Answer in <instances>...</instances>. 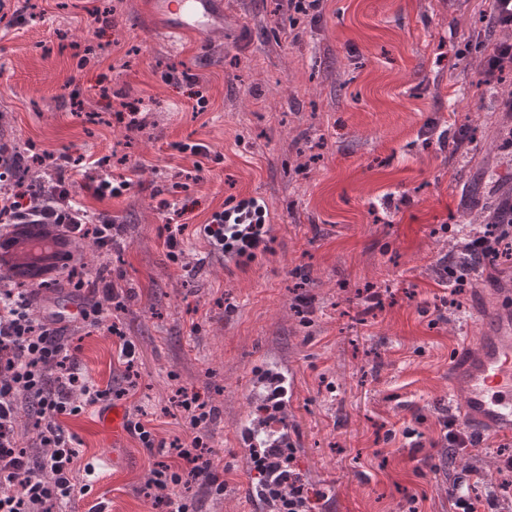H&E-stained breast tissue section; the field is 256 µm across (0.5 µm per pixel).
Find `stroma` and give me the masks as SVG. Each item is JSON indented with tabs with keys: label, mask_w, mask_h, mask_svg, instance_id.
Returning <instances> with one entry per match:
<instances>
[{
	"label": "stroma",
	"mask_w": 512,
	"mask_h": 512,
	"mask_svg": "<svg viewBox=\"0 0 512 512\" xmlns=\"http://www.w3.org/2000/svg\"><path fill=\"white\" fill-rule=\"evenodd\" d=\"M39 2L41 21L0 23L6 134L111 157L132 179L107 204L119 247L84 253L88 270L107 263L120 276L125 308L99 329L69 327V344L109 386L124 373L107 330L118 325L138 355L120 405L165 442L147 449L130 433L116 449L97 409L65 419L81 464L119 460L66 512H159L143 488L186 435L181 388L218 410L211 446L224 491L199 481L172 497L188 495L194 512H250L241 487L254 475L237 432L258 416L250 374L265 360L296 378L287 424L328 512H448V484L466 471L440 446L449 365L483 305L512 289L503 257L471 273L462 309L441 304L455 287L446 242L467 222L468 187L493 196L477 159L504 115L461 53L490 0H322L306 13L287 0H222L209 31L185 36L164 33L148 0ZM95 5L111 8V24L95 21ZM115 97L138 104L143 128L112 123ZM193 171L198 180H185ZM251 198L270 213L268 251L211 255L201 224ZM168 223L186 227L189 271L167 257ZM367 286L385 291L370 315ZM409 427L424 434L416 454Z\"/></svg>",
	"instance_id": "1"
}]
</instances>
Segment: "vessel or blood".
<instances>
[{"instance_id": "b4317fda", "label": "vessel or blood", "mask_w": 512, "mask_h": 512, "mask_svg": "<svg viewBox=\"0 0 512 512\" xmlns=\"http://www.w3.org/2000/svg\"><path fill=\"white\" fill-rule=\"evenodd\" d=\"M213 0H151L156 13L170 17L171 33L200 34L212 26ZM475 347L451 366L449 390L460 393L457 412L479 434L512 435V305L502 302L475 319ZM101 424L120 445L126 428L120 410L103 413Z\"/></svg>"}]
</instances>
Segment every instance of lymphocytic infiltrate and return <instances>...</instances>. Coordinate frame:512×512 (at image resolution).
I'll return each mask as SVG.
<instances>
[{
	"label": "lymphocytic infiltrate",
	"instance_id": "lymphocytic-infiltrate-1",
	"mask_svg": "<svg viewBox=\"0 0 512 512\" xmlns=\"http://www.w3.org/2000/svg\"><path fill=\"white\" fill-rule=\"evenodd\" d=\"M31 160L51 170L56 191L42 198L29 187L20 194H1L0 215L17 226L62 228L64 237L91 242L101 253H111L121 227L108 211L89 210L72 195L69 180L76 164L71 155L42 149ZM267 217L265 205L243 200L214 212L201 232L212 250L241 255L265 239ZM59 259L66 279L44 281L36 288H24L0 276V512H62L78 493L75 471L79 458L76 438L62 426V417L122 396L121 391L100 388L82 374L69 351L64 327L34 314L42 290L84 291L91 301L79 312L80 324L96 328L118 298L110 266L86 276L78 273L71 252L60 253ZM177 405L193 436L187 443L178 438L170 442L178 462L156 463L148 480L150 487L165 491L202 479L216 492H223L209 444L213 407L200 395L185 391ZM24 407L35 418L37 435L32 440L19 429ZM34 445L44 448V455L32 456L29 449ZM294 459L293 446H275L270 453L252 455L251 463L261 488L276 502L277 512H316L322 496L295 472ZM470 482V477H457L449 485L451 512H503L497 494L479 496L470 489Z\"/></svg>",
	"mask_w": 512,
	"mask_h": 512
}]
</instances>
